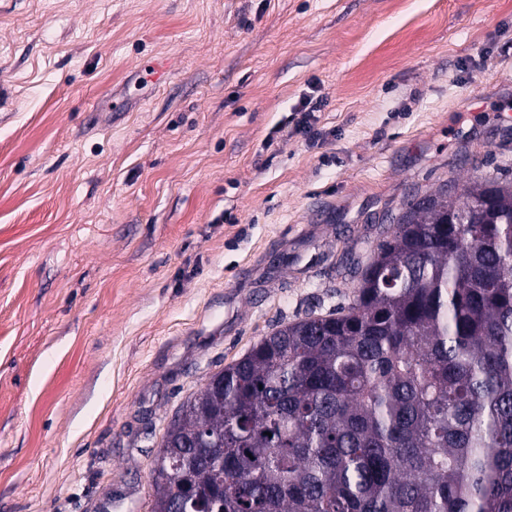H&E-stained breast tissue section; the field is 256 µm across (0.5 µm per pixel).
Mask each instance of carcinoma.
I'll use <instances>...</instances> for the list:
<instances>
[{
	"mask_svg": "<svg viewBox=\"0 0 512 512\" xmlns=\"http://www.w3.org/2000/svg\"><path fill=\"white\" fill-rule=\"evenodd\" d=\"M349 275L187 398L152 512H512V181L406 203Z\"/></svg>",
	"mask_w": 512,
	"mask_h": 512,
	"instance_id": "cac0c4a2",
	"label": "carcinoma"
}]
</instances>
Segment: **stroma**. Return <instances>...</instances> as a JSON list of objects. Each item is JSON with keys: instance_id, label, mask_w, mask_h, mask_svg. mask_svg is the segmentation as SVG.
<instances>
[{"instance_id": "obj_1", "label": "stroma", "mask_w": 512, "mask_h": 512, "mask_svg": "<svg viewBox=\"0 0 512 512\" xmlns=\"http://www.w3.org/2000/svg\"><path fill=\"white\" fill-rule=\"evenodd\" d=\"M485 177L512 0H0V512H151L181 404Z\"/></svg>"}]
</instances>
